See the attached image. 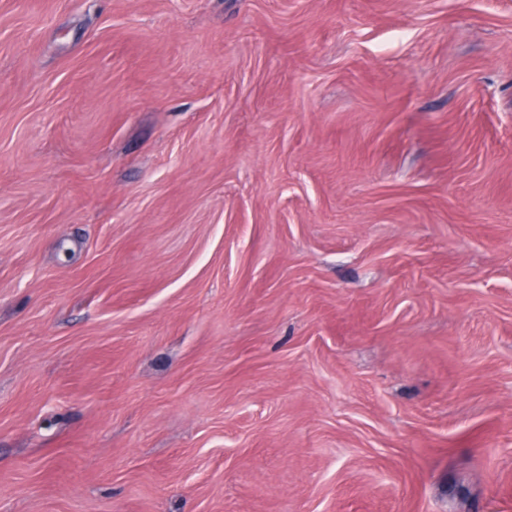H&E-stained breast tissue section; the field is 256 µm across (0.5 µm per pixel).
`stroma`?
I'll return each instance as SVG.
<instances>
[{"instance_id":"stroma-1","label":"stroma","mask_w":512,"mask_h":512,"mask_svg":"<svg viewBox=\"0 0 512 512\" xmlns=\"http://www.w3.org/2000/svg\"><path fill=\"white\" fill-rule=\"evenodd\" d=\"M0 512H512V0H0Z\"/></svg>"}]
</instances>
